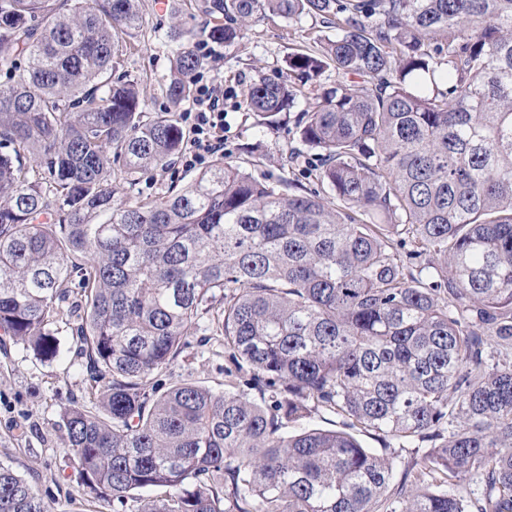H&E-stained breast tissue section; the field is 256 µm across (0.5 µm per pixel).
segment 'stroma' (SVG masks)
<instances>
[{"label":"stroma","mask_w":512,"mask_h":512,"mask_svg":"<svg viewBox=\"0 0 512 512\" xmlns=\"http://www.w3.org/2000/svg\"><path fill=\"white\" fill-rule=\"evenodd\" d=\"M156 0H141L140 29L120 35L116 43L114 77L137 81L146 112L167 106L164 80L177 48L169 38L173 27L191 29V49L207 59L196 76L197 84L215 83L224 88V159L255 178L271 173L291 190L313 188L308 165L317 164L315 152L301 161L288 162L297 146V121L305 102H298L287 117L269 125L258 124L246 101V91L259 78H278L290 56L316 49L319 40L336 33L330 19L302 16L290 22L266 20L245 30L242 38L225 45L209 39L204 0H168L157 11ZM197 173L174 156L162 170L141 175L135 184L116 180L115 198L123 203L163 195L185 185ZM61 353L56 360L41 361L23 344L7 341L0 351V463L9 465L34 485L52 512H112L108 499L85 493L78 462L71 452L60 410L70 402H88L84 371L71 350L68 332L59 335ZM230 360L223 344L193 337L191 346L160 380L172 384L192 379L213 391L224 389V369Z\"/></svg>","instance_id":"stroma-1"}]
</instances>
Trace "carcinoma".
Returning <instances> with one entry per match:
<instances>
[{"mask_svg": "<svg viewBox=\"0 0 512 512\" xmlns=\"http://www.w3.org/2000/svg\"><path fill=\"white\" fill-rule=\"evenodd\" d=\"M231 44L270 17H336L288 60L351 77L302 113L321 189L218 159L158 198L114 203L181 149L204 58L180 44L150 115L112 80L140 0H0V330L44 361L64 324L89 408L68 447L115 512H512V0H205ZM303 91L260 78L265 124ZM30 155L42 173L21 162ZM203 331L224 392L154 381ZM319 412L347 430L302 428ZM423 448L399 471L361 445ZM157 495L133 505L134 492ZM0 512H50L0 464Z\"/></svg>", "mask_w": 512, "mask_h": 512, "instance_id": "obj_1", "label": "carcinoma"}]
</instances>
